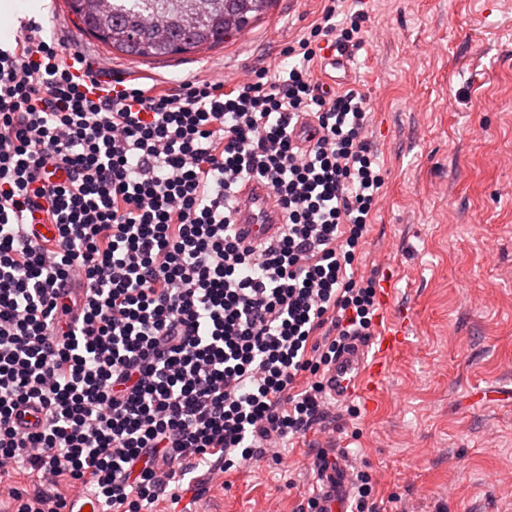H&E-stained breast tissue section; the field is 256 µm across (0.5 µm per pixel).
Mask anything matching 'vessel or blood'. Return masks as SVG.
<instances>
[{"label": "vessel or blood", "instance_id": "obj_1", "mask_svg": "<svg viewBox=\"0 0 512 512\" xmlns=\"http://www.w3.org/2000/svg\"><path fill=\"white\" fill-rule=\"evenodd\" d=\"M352 49L332 48L323 53V66L333 74H348ZM280 214L270 190L253 180L239 194L236 229L243 242L276 235ZM406 324L384 325L370 336L350 337L324 377L327 393L335 400L370 398L377 389L387 361L406 342ZM318 512H349L353 493L351 473L344 465L327 466L317 473Z\"/></svg>", "mask_w": 512, "mask_h": 512}]
</instances>
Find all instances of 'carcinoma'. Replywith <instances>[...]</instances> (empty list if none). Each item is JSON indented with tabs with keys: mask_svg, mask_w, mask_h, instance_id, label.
Masks as SVG:
<instances>
[{
	"mask_svg": "<svg viewBox=\"0 0 512 512\" xmlns=\"http://www.w3.org/2000/svg\"><path fill=\"white\" fill-rule=\"evenodd\" d=\"M273 0H66L83 29L128 57L154 60L224 44L229 33L243 34ZM159 14L160 30L144 26Z\"/></svg>",
	"mask_w": 512,
	"mask_h": 512,
	"instance_id": "cac0c4a2",
	"label": "carcinoma"
}]
</instances>
